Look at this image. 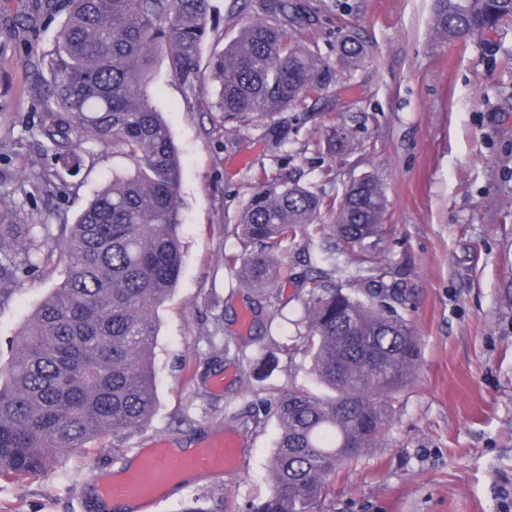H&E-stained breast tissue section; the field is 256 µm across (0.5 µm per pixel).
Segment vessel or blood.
<instances>
[{
  "instance_id": "vessel-or-blood-1",
  "label": "vessel or blood",
  "mask_w": 512,
  "mask_h": 512,
  "mask_svg": "<svg viewBox=\"0 0 512 512\" xmlns=\"http://www.w3.org/2000/svg\"><path fill=\"white\" fill-rule=\"evenodd\" d=\"M241 464V442L232 432L189 450H177L162 441L141 449L131 464L112 477L97 480L95 487L103 502L131 504L137 512H150L186 475L219 478Z\"/></svg>"
}]
</instances>
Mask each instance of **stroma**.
Instances as JSON below:
<instances>
[{
  "label": "stroma",
  "instance_id": "stroma-1",
  "mask_svg": "<svg viewBox=\"0 0 512 512\" xmlns=\"http://www.w3.org/2000/svg\"><path fill=\"white\" fill-rule=\"evenodd\" d=\"M26 0H0V183L31 166H52L36 131L41 90L25 65L52 49L57 25L14 38ZM313 20L293 34L329 60L341 39L365 48L361 62L339 67L338 89L323 92L301 127L285 173L329 198L362 174L382 182L387 210L380 259L391 267L404 302L398 311L418 339L419 359L392 402L385 442L352 459L330 483L317 512H512V23L461 43L432 29L434 0H304ZM218 35L203 60L223 50L246 22L233 0H212ZM218 83L189 108L167 60L158 63L156 103L180 150L183 264L158 310L154 349L158 405L150 425L121 447L94 442L40 476L0 479V512H98L95 479L111 476L154 439L192 448L232 431L243 465L221 478L194 475L174 486L157 512H179L192 497L223 500L224 512L271 490L269 462L279 437L273 416L254 422L279 394L324 395L304 351L281 356L257 382L243 354L279 353L303 313L302 276L346 283L365 294L371 282H344L320 262L316 241L299 233L279 253L281 275L266 292L226 268L223 254L243 245L225 235L272 167L262 130L219 128L212 111ZM346 128V151L317 153L314 143ZM112 153L98 150L70 180L66 195L15 190L0 219L38 225V268L23 275L0 310V362L34 310L66 277L44 263L61 227L112 177ZM281 315H274L277 303ZM226 352L215 358V324ZM228 378L215 390L212 378Z\"/></svg>",
  "mask_w": 512,
  "mask_h": 512
}]
</instances>
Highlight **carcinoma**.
Here are the masks:
<instances>
[{"label":"carcinoma","instance_id":"obj_1","mask_svg":"<svg viewBox=\"0 0 512 512\" xmlns=\"http://www.w3.org/2000/svg\"><path fill=\"white\" fill-rule=\"evenodd\" d=\"M65 20L52 50L29 60L48 74L41 136L54 151L50 171L24 176L49 197L94 155L112 150L120 167L112 181L63 225V239L43 262L57 260L66 279L34 311L0 366V477L46 473L78 448L104 438L117 447L147 428L157 407L152 351L156 312L181 272V159L170 128L154 104L151 85L160 55L186 101L206 80L220 85L216 103L223 127L260 126L274 150L293 127L274 118L336 86V67L291 30L308 24L294 0H259L257 15L202 66V45L214 31L212 0H32L24 31ZM512 20V0H435L432 24L454 43ZM364 55L346 39L339 60ZM387 208L380 181H352L334 206L309 186L261 170L234 225L251 250L241 273L256 288L277 276L274 253L308 229L319 238V259L378 284L380 302L341 286L303 278L307 330L290 352L305 349L326 397L292 391L275 403L281 432L273 451L270 493L247 512H309L326 497L330 478L354 457L377 447L391 426L395 394L410 379L418 343L393 306L401 293L385 283L376 260ZM331 212L332 224L322 223ZM37 249L35 225L0 223V308ZM274 355L248 360L247 376L269 377ZM182 512H224V501L197 497Z\"/></svg>","mask_w":512,"mask_h":512}]
</instances>
